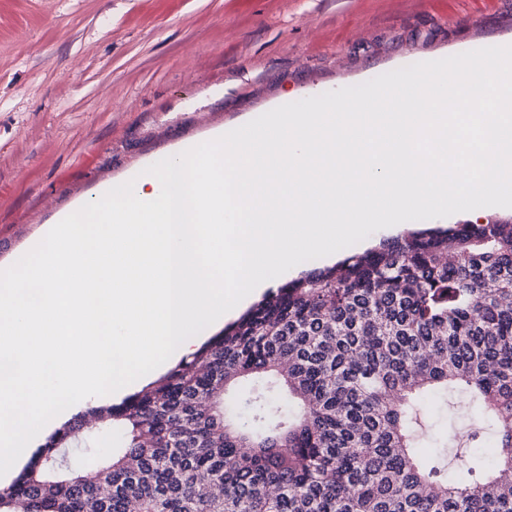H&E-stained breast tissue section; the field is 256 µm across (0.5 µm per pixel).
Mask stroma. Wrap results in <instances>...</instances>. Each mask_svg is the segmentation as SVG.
I'll return each instance as SVG.
<instances>
[{
	"label": "stroma",
	"instance_id": "obj_1",
	"mask_svg": "<svg viewBox=\"0 0 512 512\" xmlns=\"http://www.w3.org/2000/svg\"><path fill=\"white\" fill-rule=\"evenodd\" d=\"M500 43L512 0H0V270L226 127Z\"/></svg>",
	"mask_w": 512,
	"mask_h": 512
}]
</instances>
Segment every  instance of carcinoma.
<instances>
[{"mask_svg": "<svg viewBox=\"0 0 512 512\" xmlns=\"http://www.w3.org/2000/svg\"><path fill=\"white\" fill-rule=\"evenodd\" d=\"M431 393L477 412L468 444L493 440L492 466L472 452L448 476L454 432L419 454ZM508 473L512 218H494L271 291L148 390L55 429L0 512H512Z\"/></svg>", "mask_w": 512, "mask_h": 512, "instance_id": "carcinoma-1", "label": "carcinoma"}]
</instances>
